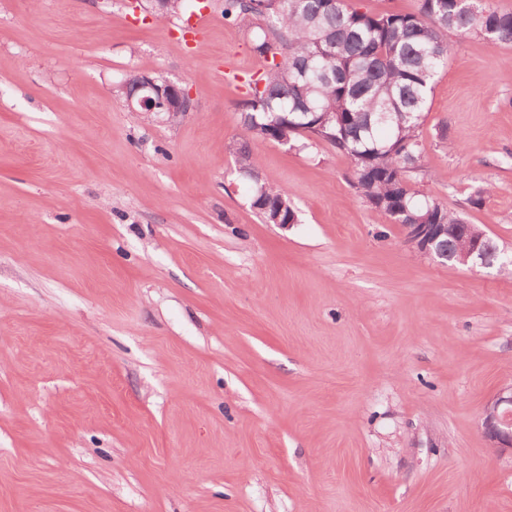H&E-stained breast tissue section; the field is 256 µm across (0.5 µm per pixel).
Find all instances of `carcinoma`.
<instances>
[{"instance_id":"carcinoma-1","label":"carcinoma","mask_w":512,"mask_h":512,"mask_svg":"<svg viewBox=\"0 0 512 512\" xmlns=\"http://www.w3.org/2000/svg\"><path fill=\"white\" fill-rule=\"evenodd\" d=\"M224 19L260 21L251 31L255 54L268 69L249 82L239 104L235 147L238 175L252 182L251 206L268 224L298 221L288 191L256 171L251 143H281L303 150L302 132L353 163L354 186L385 224H477L412 186L421 171L422 128L435 79L448 67V33L512 43V11L486 0H418L409 13L370 14L346 0H224ZM467 240L440 241L451 266L466 265Z\"/></svg>"}]
</instances>
